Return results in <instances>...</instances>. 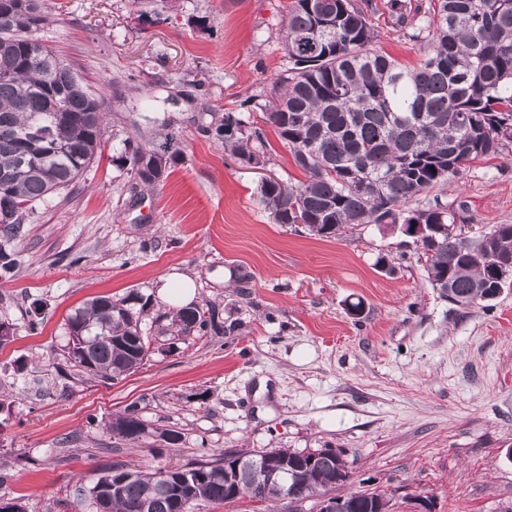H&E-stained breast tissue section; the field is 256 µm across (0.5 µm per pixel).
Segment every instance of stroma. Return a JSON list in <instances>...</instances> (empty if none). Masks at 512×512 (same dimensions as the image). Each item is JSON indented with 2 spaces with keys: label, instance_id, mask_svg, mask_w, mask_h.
<instances>
[{
  "label": "stroma",
  "instance_id": "35a3bbf8",
  "mask_svg": "<svg viewBox=\"0 0 512 512\" xmlns=\"http://www.w3.org/2000/svg\"><path fill=\"white\" fill-rule=\"evenodd\" d=\"M42 38L77 68L106 112L91 167L27 218L19 266L0 280V498L26 512H89L78 487L113 463L184 465L225 448H340L357 489L432 497L434 512L512 506V285L459 307L427 280L412 239L375 225L319 238L278 224L259 200L268 178L304 180L261 108L284 76L292 0H47ZM372 0L375 49L416 65L425 45ZM152 109H144L143 98ZM249 114L267 164L228 158L204 133ZM179 139L168 177L135 187L125 140ZM471 237L512 224V142L427 194ZM386 266H379L378 258ZM191 277L220 333L153 351L103 382L67 359V319L100 295L165 304L160 277ZM137 405L136 441L105 428ZM183 440L169 448L162 429Z\"/></svg>",
  "mask_w": 512,
  "mask_h": 512
}]
</instances>
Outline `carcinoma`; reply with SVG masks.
Listing matches in <instances>:
<instances>
[{
	"label": "carcinoma",
	"instance_id": "carcinoma-1",
	"mask_svg": "<svg viewBox=\"0 0 512 512\" xmlns=\"http://www.w3.org/2000/svg\"><path fill=\"white\" fill-rule=\"evenodd\" d=\"M392 17L411 38L427 34L418 66L402 65L371 44L376 34L358 0H294L283 29L288 74L265 104L266 121L307 179L284 184L269 179L260 200L278 224H302L313 236L331 237L349 224L393 231L412 222L457 223L444 205L411 209L423 193L444 187L466 164L498 153L512 140V0H429L410 8L389 0ZM50 23L14 4L0 14V237L24 238L23 213L48 195L75 184L95 161L104 136L100 103L77 71L54 50L37 53L34 42ZM224 150L242 165L266 163L269 144L243 115L227 113L214 128ZM175 137L125 149L136 185L160 184L152 164L167 178ZM428 282L440 296L463 307L494 299L512 279L490 274L497 260L512 258V224L459 240L435 231L417 246ZM17 252L0 247V278L13 276ZM148 302L135 295L100 296L67 320L68 359L81 372L115 381L139 368L152 339L141 327ZM158 335L167 352L179 341L217 328L215 313L198 305L161 312ZM135 405L108 428L126 440L141 437ZM290 461L289 448L228 454L184 466L107 470L83 495L95 512H187L203 503L243 497L265 512L290 493L303 501L343 486L350 477L344 451L299 469L288 488L265 478L241 484L224 479L237 457ZM123 479L118 492L112 483ZM345 512H390L384 492L355 489L342 495Z\"/></svg>",
	"mask_w": 512,
	"mask_h": 512
}]
</instances>
